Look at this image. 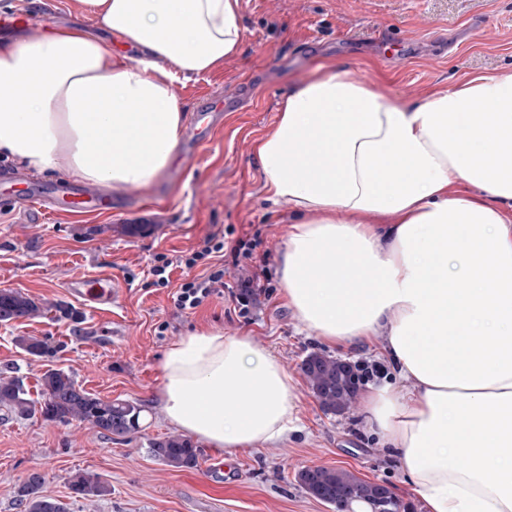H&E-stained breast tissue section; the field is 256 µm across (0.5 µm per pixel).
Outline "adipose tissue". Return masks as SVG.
<instances>
[{"mask_svg": "<svg viewBox=\"0 0 512 512\" xmlns=\"http://www.w3.org/2000/svg\"><path fill=\"white\" fill-rule=\"evenodd\" d=\"M74 25L0 40V155L139 191L177 158L181 75L242 39L238 0H82ZM137 48L112 53L111 36ZM292 207L289 308L345 352L382 339L392 374L359 404L428 512H512V72L409 103L318 62L258 146ZM175 428L233 455L297 430V386L247 337L193 333L161 362Z\"/></svg>", "mask_w": 512, "mask_h": 512, "instance_id": "1", "label": "adipose tissue"}]
</instances>
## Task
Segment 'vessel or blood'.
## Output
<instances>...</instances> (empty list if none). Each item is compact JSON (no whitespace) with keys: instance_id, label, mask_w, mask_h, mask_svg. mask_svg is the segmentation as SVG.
<instances>
[{"instance_id":"1","label":"vessel or blood","mask_w":512,"mask_h":512,"mask_svg":"<svg viewBox=\"0 0 512 512\" xmlns=\"http://www.w3.org/2000/svg\"><path fill=\"white\" fill-rule=\"evenodd\" d=\"M223 120V108L209 105L200 110L195 122L189 127L186 141L190 151H198L207 139L210 129ZM15 206L29 214L31 223H39L43 213L84 210L90 206L111 207L112 191L107 186L86 188L69 183H41L31 192L14 200ZM68 295L80 301L91 312L104 314L111 312L120 297V291L110 278H102L100 286H92L86 280L73 278L66 283Z\"/></svg>"}]
</instances>
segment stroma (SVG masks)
I'll return each mask as SVG.
<instances>
[{
    "instance_id": "stroma-1",
    "label": "stroma",
    "mask_w": 512,
    "mask_h": 512,
    "mask_svg": "<svg viewBox=\"0 0 512 512\" xmlns=\"http://www.w3.org/2000/svg\"><path fill=\"white\" fill-rule=\"evenodd\" d=\"M243 38L238 51L209 74L170 85L193 122L204 99L243 94L246 105L225 113L197 157L179 154L160 183L118 192L111 211L50 213L30 224L22 210L0 207V290L21 293L43 312L0 324V374L22 378L31 396L39 379L62 369L99 397L136 401L142 430L117 442L77 422L61 424L0 410V512H21L14 490L29 473L45 474L48 495L69 512H333L296 482L305 467L346 469L384 481L415 512H425L389 449L360 428L361 413L325 412L300 369L311 352L336 355L281 297L279 264L288 235L287 202H272L257 159L259 140L275 128L283 100L319 60L349 67L376 93L418 102L464 73L512 71V0H239ZM77 22L100 32V17L80 0H0V36H38ZM262 228L272 287L250 318L232 313L231 297L210 298L194 313L175 311L169 288L153 286L155 255L198 248L216 231ZM109 270L120 302L101 335L94 314L70 298L64 283ZM246 336L274 352L298 384L301 432L235 455L201 444L193 469L151 458L147 439L173 434L161 415L160 364L170 344L195 332ZM50 338V358L28 355L19 337ZM224 468L209 476L207 466ZM87 471L108 495L73 497L69 474Z\"/></svg>"
}]
</instances>
